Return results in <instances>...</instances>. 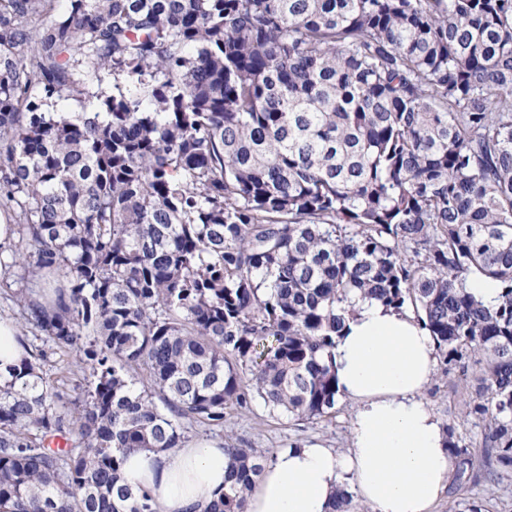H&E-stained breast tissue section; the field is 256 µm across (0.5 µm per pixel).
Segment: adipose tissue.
Listing matches in <instances>:
<instances>
[{
	"instance_id": "1",
	"label": "adipose tissue",
	"mask_w": 512,
	"mask_h": 512,
	"mask_svg": "<svg viewBox=\"0 0 512 512\" xmlns=\"http://www.w3.org/2000/svg\"><path fill=\"white\" fill-rule=\"evenodd\" d=\"M436 342L408 311L357 299L333 350L339 394L352 401L347 453L318 445L276 450L255 480L245 512H330L353 486L370 512H433L457 462L423 394ZM228 459L216 442L128 454L125 484L148 490L157 512H203L224 488Z\"/></svg>"
}]
</instances>
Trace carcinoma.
<instances>
[{
    "instance_id": "cac0c4a2",
    "label": "carcinoma",
    "mask_w": 512,
    "mask_h": 512,
    "mask_svg": "<svg viewBox=\"0 0 512 512\" xmlns=\"http://www.w3.org/2000/svg\"><path fill=\"white\" fill-rule=\"evenodd\" d=\"M55 3L0 0V294L91 381L36 347L0 373V512H155L129 453L257 404L332 416L357 292L474 357L481 470L512 471V0ZM224 452L204 512H245L268 457ZM47 374L50 375L51 379H62L65 382V386L72 396H75L73 387L77 380L82 377L81 372L77 371L74 365L73 357L56 354L50 359V362L45 367Z\"/></svg>"
}]
</instances>
